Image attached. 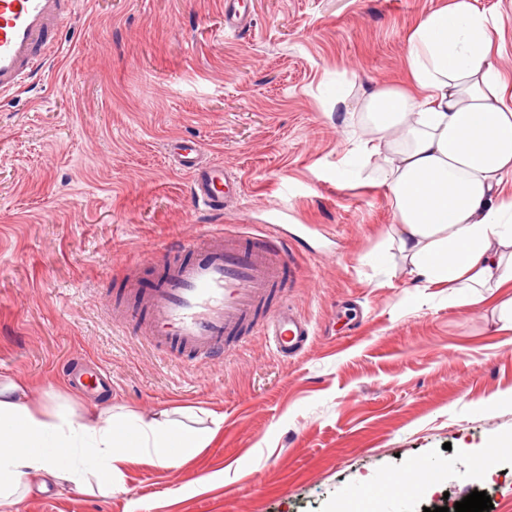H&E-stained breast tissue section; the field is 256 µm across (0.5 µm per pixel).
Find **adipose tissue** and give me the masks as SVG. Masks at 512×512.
Returning <instances> with one entry per match:
<instances>
[{"label":"adipose tissue","instance_id":"ef3b65f1","mask_svg":"<svg viewBox=\"0 0 512 512\" xmlns=\"http://www.w3.org/2000/svg\"><path fill=\"white\" fill-rule=\"evenodd\" d=\"M493 25L476 0L431 10L407 39L409 87H375L356 104L340 91L335 101L337 112L366 118L357 148L383 160L393 238L420 287L458 289L462 306L512 286V206L499 201L512 175V92L493 62ZM194 415L189 407L145 419L106 404L36 405L0 380V507L50 483L109 493L141 460L180 464L224 423L216 415L193 427Z\"/></svg>","mask_w":512,"mask_h":512}]
</instances>
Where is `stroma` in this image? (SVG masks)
<instances>
[{
	"instance_id": "obj_1",
	"label": "stroma",
	"mask_w": 512,
	"mask_h": 512,
	"mask_svg": "<svg viewBox=\"0 0 512 512\" xmlns=\"http://www.w3.org/2000/svg\"><path fill=\"white\" fill-rule=\"evenodd\" d=\"M224 2L80 0L47 70L0 95V377L36 404L224 418L188 462L133 464L111 494L52 486L19 512H336L418 465L434 490L378 512L475 490L512 512V455L477 466L512 439V288L461 306L454 289L417 287L378 160L344 159L362 117L342 125L334 107L337 90L403 82L410 30L449 0H247L253 26L238 33ZM477 5L512 77V0ZM181 136L238 177L223 216L194 205L167 153ZM208 224L288 231V301L312 331L299 356L258 336L194 369L138 337L126 263ZM74 356L106 367L111 391H74L61 375Z\"/></svg>"
}]
</instances>
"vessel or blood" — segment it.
Returning <instances> with one entry per match:
<instances>
[{"mask_svg": "<svg viewBox=\"0 0 512 512\" xmlns=\"http://www.w3.org/2000/svg\"><path fill=\"white\" fill-rule=\"evenodd\" d=\"M76 5L77 0H0L1 93L21 89L47 66ZM171 147L191 177L195 204L223 215L238 181L223 166L199 164L198 140L179 137ZM287 254V239L269 224L249 237L209 228L170 246L153 288L138 287V265L130 263L127 283L135 289L140 336L196 368L226 358L259 330L276 352L297 353L310 329L285 297L292 278Z\"/></svg>", "mask_w": 512, "mask_h": 512, "instance_id": "1", "label": "vessel or blood"}]
</instances>
